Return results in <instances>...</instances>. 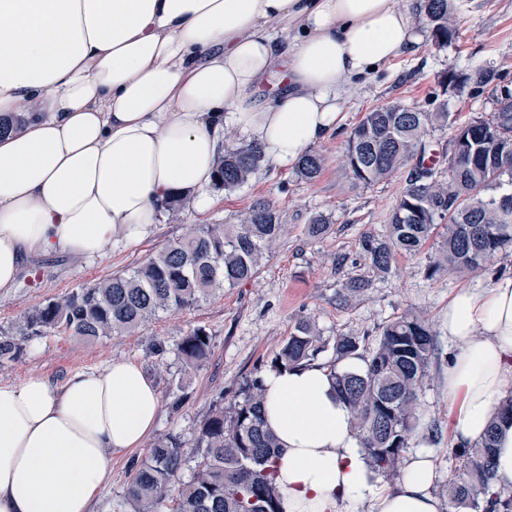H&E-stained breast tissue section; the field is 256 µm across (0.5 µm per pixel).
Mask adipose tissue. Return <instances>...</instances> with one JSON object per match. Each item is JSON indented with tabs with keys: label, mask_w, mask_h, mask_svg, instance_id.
Returning a JSON list of instances; mask_svg holds the SVG:
<instances>
[{
	"label": "adipose tissue",
	"mask_w": 512,
	"mask_h": 512,
	"mask_svg": "<svg viewBox=\"0 0 512 512\" xmlns=\"http://www.w3.org/2000/svg\"><path fill=\"white\" fill-rule=\"evenodd\" d=\"M420 42L403 0H0V294L34 256L140 241L174 197L209 211L230 133L296 164L352 85ZM442 327L453 443L495 429L493 482L511 490L512 276L460 290ZM263 381L281 512H442L428 456L383 485L322 363ZM160 410L125 360L0 381V512H93L113 455L142 447Z\"/></svg>",
	"instance_id": "obj_1"
}]
</instances>
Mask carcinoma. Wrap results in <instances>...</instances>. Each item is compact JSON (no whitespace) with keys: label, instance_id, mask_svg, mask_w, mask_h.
Instances as JSON below:
<instances>
[{"label":"carcinoma","instance_id":"1","mask_svg":"<svg viewBox=\"0 0 512 512\" xmlns=\"http://www.w3.org/2000/svg\"><path fill=\"white\" fill-rule=\"evenodd\" d=\"M417 12L430 25L435 45L447 46L456 26L448 0H418ZM497 79L493 70L474 67L445 75L441 87L484 89ZM449 117L442 104L437 112L384 104L366 112L348 136L344 162L353 185H371L408 169L386 233H364L359 239L360 254L381 274L392 272L397 257L419 252L436 236L441 244L430 257L433 275L476 272L512 247V95L502 98L490 119L457 126L449 143L430 150L428 127L446 125ZM429 157L442 159L446 179L436 165L425 164ZM262 161L261 150L251 143L227 149L211 187L228 193L244 187ZM324 164L322 154L310 151L295 169L311 181ZM490 189L495 194H487ZM282 231L279 212L263 199L255 200L237 224H201L140 265L31 307L13 328L0 329V362L15 359L35 337L66 334L95 341L132 334L161 312L193 307L215 289L249 281ZM327 346L314 324L301 320L270 368L315 362ZM331 346L334 359L326 367L350 407L374 471L391 481L419 434L417 392L435 355V333L423 317L405 313L388 320L372 346L355 334H340ZM177 351L184 372L196 371L210 356L211 338L204 328H195ZM350 356L362 358L366 368L360 373L337 369V362ZM264 395L258 369L231 400L214 405L197 433L193 478L182 486L176 482L188 463L183 442L170 433L158 438L148 457L132 460L125 503L134 512H279L272 481L278 443L263 427ZM494 448L491 430L481 443L453 452L448 512L483 503L491 512H512V493L493 485Z\"/></svg>","mask_w":512,"mask_h":512}]
</instances>
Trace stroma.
I'll list each match as a JSON object with an SVG mask.
<instances>
[{"mask_svg":"<svg viewBox=\"0 0 512 512\" xmlns=\"http://www.w3.org/2000/svg\"><path fill=\"white\" fill-rule=\"evenodd\" d=\"M450 4L457 32L447 46L434 45L427 22L417 21L422 36L418 50L382 65L346 92L339 129L317 147L325 165L315 180L298 178L291 166L263 163L247 186L231 194L215 192L216 202L208 212L200 214L184 204L178 215H163L143 241L113 244L94 259L36 257L30 273L22 276L11 294L0 296V328L8 329L29 308L145 262L195 225L236 223L255 199L270 201L280 213L285 232L256 278L221 290L195 307L162 313L133 334L93 343L67 335L35 338L16 359L0 363L3 382H18L32 374L59 381L69 371L114 359L136 363L154 381L162 407L153 437L135 453L113 456L94 512H124L121 497L130 480V461L146 458L156 437L179 435L185 452L193 453L198 429L212 405L231 398L246 376L270 361L298 321L311 320L330 341L342 333L373 339L382 324L406 312L423 315L437 330L436 355L417 399L421 433L411 450L431 454L438 473L435 492L446 497L453 443L448 430V338L438 327L459 289L483 291L498 273H512V248L472 275L443 271L431 276L429 257L439 245L433 239L419 253L398 257L390 275L376 274L362 259L358 240L365 232L384 234L407 173L402 170L388 180L356 186L344 170L343 154L351 130L375 106L401 102L433 112L438 104H446L452 122L431 129L429 140L436 143L449 140L457 124L490 118L501 93L512 91V0H450ZM469 65L496 70L499 83L480 91L441 87L443 75ZM317 215L326 218L330 230L323 238L312 239L305 227ZM351 278L364 280L366 287L346 304L339 292ZM198 327L212 339L211 355L199 371L187 376L177 345ZM154 340L164 344L163 353L151 351ZM180 382L185 383L188 397L174 411L170 404Z\"/></svg>","mask_w":512,"mask_h":512,"instance_id":"stroma-1","label":"stroma"}]
</instances>
